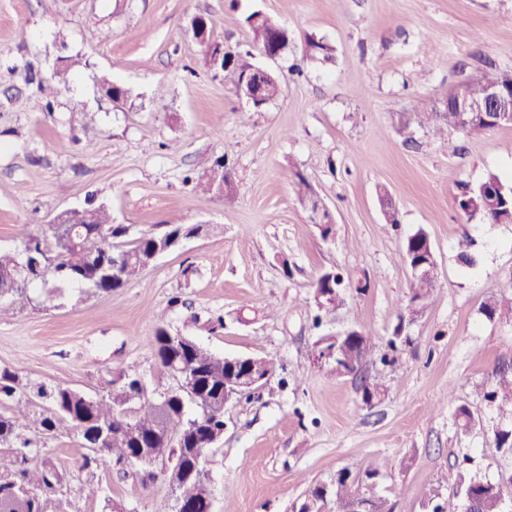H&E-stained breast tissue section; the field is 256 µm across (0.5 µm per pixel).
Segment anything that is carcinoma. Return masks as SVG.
<instances>
[{
  "label": "carcinoma",
  "instance_id": "obj_1",
  "mask_svg": "<svg viewBox=\"0 0 512 512\" xmlns=\"http://www.w3.org/2000/svg\"><path fill=\"white\" fill-rule=\"evenodd\" d=\"M255 11L245 19L251 32L255 48H261L267 37L274 34L280 41V49H288V29L268 17L260 21ZM307 56L323 62L334 59L335 49L314 37L307 39ZM252 54L228 55L224 69L242 76L253 71ZM54 78L44 83L33 69L26 65H13L7 71L0 70V86L6 79H14L24 73V81L37 83L42 92L52 95L66 87L73 69L80 64L74 56L59 58ZM414 121L426 125L435 133H442L456 125L453 108L434 106L414 114ZM203 175L196 187L204 192H217L220 181L217 173L227 170L224 161L215 159L202 165ZM495 176L472 185L464 191L457 204L461 213L472 220L477 218L487 224L507 222L512 214V191L505 190L499 199V208L488 210L484 199L488 192L484 188L493 185ZM83 248L67 251L59 268L26 281L18 273L24 260L34 261V252L50 251L59 240L62 225H49V235L35 236L21 233V246L15 250H0V298L11 299L21 307L32 301L30 288L40 282L44 285L54 280L58 285L73 282L84 283L95 293H110L119 290L136 279L143 271L141 255L148 254L159 244H168L167 237L181 231H193L198 224H172L164 234H144L133 241L125 252L111 253L112 239L122 238L128 226L112 222V215L103 203L88 201L83 208ZM116 267L120 278L105 274L104 268ZM436 281L418 279L413 281L411 296L406 306L409 319L423 314L427 300L432 295ZM344 278L341 274L329 278L318 277L315 290L336 293L319 311L325 315L333 313L344 302ZM325 347L336 350V356L362 363L371 355V345L362 331L354 336H325L321 338ZM156 359L170 378L177 377V367L185 366L192 375L195 401L183 397H168L155 400L140 395L132 387L134 378H127L130 387L112 388L107 382L105 394L92 398L85 393L43 381L24 380L15 372L0 368V512H75V505L68 489L66 471L55 462L48 448L37 445L36 438L63 433L76 435L82 448L100 447V457L83 456L82 466L88 467L98 461L129 467L133 458L141 451V445H152L155 457L165 459L179 452L181 464L189 470L181 484L172 494L180 498L190 512H209L210 502L203 496V483L209 482L205 462L197 459L194 448L204 440L222 433L224 428V386L232 376L233 366L224 357L203 348L189 336L172 334L163 325L157 327L154 336ZM483 400L492 404L500 420L506 425L494 431L496 448L512 450V365H502L494 370V383L483 392ZM198 414L209 415V427L192 440L186 436L182 442L167 439L168 432H176L177 426ZM106 425L109 432L103 441H98L99 426ZM379 469L368 465L364 469L338 471L332 482L329 495L335 498L336 512H391L388 501L378 491L376 480ZM442 477L438 484L448 483ZM452 483L454 501L442 500L441 488L437 487L427 502V512H466L468 498H473V512H512V489L500 483L484 481L476 476H466L457 471Z\"/></svg>",
  "mask_w": 512,
  "mask_h": 512
}]
</instances>
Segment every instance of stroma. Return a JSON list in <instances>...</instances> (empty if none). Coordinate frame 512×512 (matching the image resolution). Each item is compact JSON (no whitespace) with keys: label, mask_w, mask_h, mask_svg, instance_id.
I'll return each mask as SVG.
<instances>
[{"label":"stroma","mask_w":512,"mask_h":512,"mask_svg":"<svg viewBox=\"0 0 512 512\" xmlns=\"http://www.w3.org/2000/svg\"><path fill=\"white\" fill-rule=\"evenodd\" d=\"M259 11L287 26L274 70L282 95L261 109L241 98L230 71L211 66L192 37L209 17L226 51L247 49L245 18ZM335 49L305 53L307 37ZM84 67L47 102L36 85L0 87V248L21 229L47 231L54 212L105 203L127 241L172 224H220L158 257L126 288L92 294L68 284L35 289L0 317V367L25 379L98 395L105 382L141 377L150 396L174 381L158 364L159 321L227 356H268V384L224 411V435L207 455L213 512H292L337 471L376 463L393 512H426L440 473L463 457L474 474L512 482V451L491 447L500 421L476 387L512 364V322L488 319L487 302L512 307V224L467 220L456 200L494 175L512 184V126L436 137L407 127L484 72L512 73V0H0V64L32 63L48 78L60 57ZM124 86L116 104L101 78ZM202 156L225 159L231 194L186 184ZM304 176L335 217L330 235L294 193ZM399 213L387 224L381 195ZM425 231L438 266L425 313L404 325L411 272L402 250ZM477 258L457 259L460 244ZM343 273L344 303L322 323L318 276ZM245 322H238L237 313ZM354 326L373 354L339 375L316 362L321 337ZM403 327L397 367L381 364ZM387 390L362 401L364 378ZM451 400H444L445 392ZM476 424L458 431L459 407ZM69 475L103 490L79 512H169L171 491L102 464L86 469L76 436L45 438Z\"/></svg>","instance_id":"1"}]
</instances>
